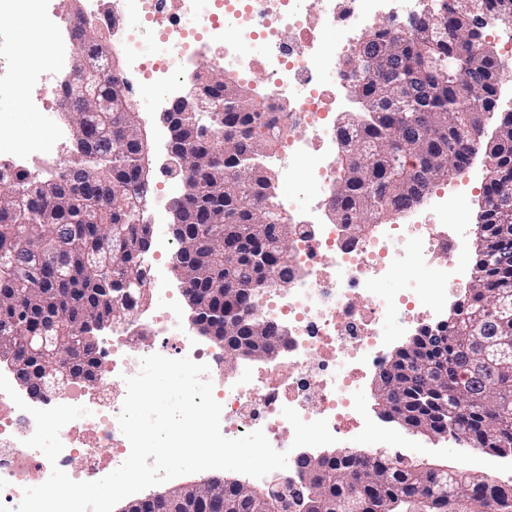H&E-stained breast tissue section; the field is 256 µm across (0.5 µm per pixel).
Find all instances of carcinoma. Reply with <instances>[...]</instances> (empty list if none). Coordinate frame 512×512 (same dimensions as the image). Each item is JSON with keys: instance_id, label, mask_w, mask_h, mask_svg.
Here are the masks:
<instances>
[{"instance_id": "1", "label": "carcinoma", "mask_w": 512, "mask_h": 512, "mask_svg": "<svg viewBox=\"0 0 512 512\" xmlns=\"http://www.w3.org/2000/svg\"><path fill=\"white\" fill-rule=\"evenodd\" d=\"M495 19L512 20V0H429L405 29L383 27L365 35L352 51L351 68L367 57L381 70L356 89L363 109L345 112L336 123L341 146L332 195V217L354 241L366 235L372 217L414 208L457 170L455 157L474 143L485 149L490 167L479 215L475 286L462 317L388 361L378 373L383 409H416L414 426L486 452L512 453V352L493 341L512 339V113L497 139L483 143L474 112L495 107L504 73L482 38L480 8ZM77 64L101 55L104 37L75 31ZM203 83L214 95L209 147L194 146L191 116L172 128L178 159L194 171L190 192L174 205L178 225L174 269L204 307L201 330L224 337L229 349L255 337L262 349L276 343L275 323L259 316L252 295L268 271L292 278L293 231L276 209L271 175L260 157L275 147L278 128L266 118L264 101L224 74L210 72ZM72 138L79 147L63 162V177L30 176L0 164V336L20 344L57 318L77 352L59 361L86 385L98 384L100 353L83 337L80 323L93 316L118 321L148 299V271L139 246L147 244L149 151L133 104L109 76L73 85L63 98ZM109 103L106 108L103 103ZM284 252L270 246L279 227ZM40 266L36 280L28 269ZM422 499L420 512H512V488L483 475L440 465L369 462L340 452L316 464L305 483L301 512H336L338 501H358L362 512H410L408 497ZM203 501L218 497L230 512H279L276 495L226 480L198 488Z\"/></svg>"}]
</instances>
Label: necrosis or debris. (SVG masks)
Wrapping results in <instances>:
<instances>
[{
	"label": "necrosis or debris",
	"instance_id": "4bbe7bcc",
	"mask_svg": "<svg viewBox=\"0 0 512 512\" xmlns=\"http://www.w3.org/2000/svg\"><path fill=\"white\" fill-rule=\"evenodd\" d=\"M33 2L32 28L38 39L60 46L59 67L14 83L11 74L19 61L0 36V90L11 89L49 115L61 102L67 70L74 65L75 26L48 0ZM406 9V0H322L317 12L305 0H179L175 10L168 0H83L84 15L121 43L128 71L156 110H167L189 65L220 70L229 64L245 77L261 71L267 109L284 120L263 165L289 179L297 157L316 153L304 201L288 200L295 228L291 286L284 295L265 291L263 315L287 321L288 343L274 346L266 369L233 373L223 351L197 345L191 329L177 321L171 302L160 301L151 314L135 310L130 322L112 326L111 388L72 397V405L86 407L88 414L61 429L63 450L56 464L26 446L35 421L0 393L1 502L17 506L23 488L45 482L55 466L76 481H94L118 468L130 453L118 424L125 379L139 372L142 357L155 353L208 365L225 437L259 429L273 447H281L294 433L282 414L286 407L307 422L327 420L335 435L367 427L355 397L367 370L386 363V318L398 316L403 327H410L424 296L413 281L381 293L373 282L418 265L437 262L445 268L466 260L447 225L424 224L408 213L348 248L340 244L342 226L323 219L331 207L326 187L338 161L336 113L350 111L357 101L350 67L353 35L377 20L391 24ZM326 30L335 35L329 51L322 41ZM148 39L157 47L151 57L142 52ZM152 335L161 337V344L149 343Z\"/></svg>",
	"mask_w": 512,
	"mask_h": 512
}]
</instances>
